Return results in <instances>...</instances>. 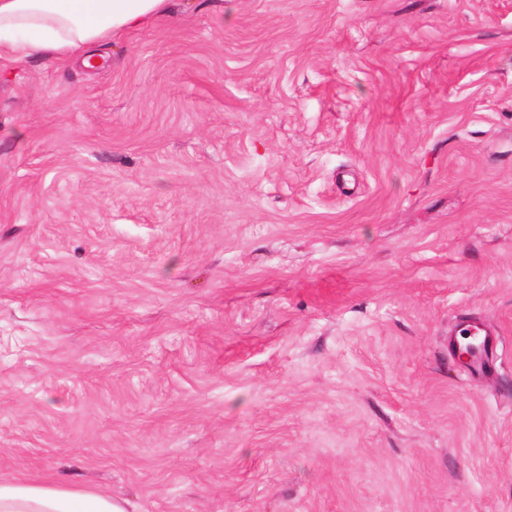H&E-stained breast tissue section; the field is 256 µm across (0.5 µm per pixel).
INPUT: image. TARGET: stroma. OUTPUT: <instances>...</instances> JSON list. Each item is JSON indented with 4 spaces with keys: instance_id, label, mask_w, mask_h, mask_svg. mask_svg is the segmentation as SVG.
Listing matches in <instances>:
<instances>
[{
    "instance_id": "1",
    "label": "stroma",
    "mask_w": 512,
    "mask_h": 512,
    "mask_svg": "<svg viewBox=\"0 0 512 512\" xmlns=\"http://www.w3.org/2000/svg\"><path fill=\"white\" fill-rule=\"evenodd\" d=\"M99 53L0 56V477L512 512V0H173Z\"/></svg>"
}]
</instances>
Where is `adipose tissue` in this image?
Here are the masks:
<instances>
[{"instance_id": "adipose-tissue-1", "label": "adipose tissue", "mask_w": 512, "mask_h": 512, "mask_svg": "<svg viewBox=\"0 0 512 512\" xmlns=\"http://www.w3.org/2000/svg\"><path fill=\"white\" fill-rule=\"evenodd\" d=\"M171 0H0V52L19 61L52 53L90 64L98 45L169 12ZM0 512H126L75 487L0 478Z\"/></svg>"}]
</instances>
